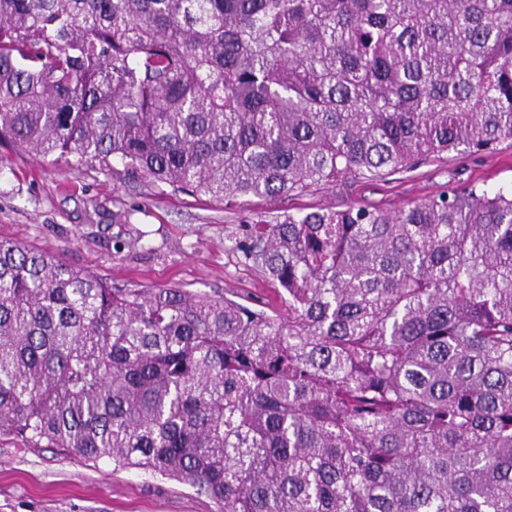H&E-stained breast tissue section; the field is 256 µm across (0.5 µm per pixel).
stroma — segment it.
Listing matches in <instances>:
<instances>
[{"mask_svg":"<svg viewBox=\"0 0 512 512\" xmlns=\"http://www.w3.org/2000/svg\"><path fill=\"white\" fill-rule=\"evenodd\" d=\"M512 186V142L490 154L423 161L378 180H345L228 207L113 170L75 171L0 145V239L53 253L130 288L179 287L278 306L273 286L229 239L240 225L351 204L394 210L448 185ZM0 512H219L189 482L26 447L0 435Z\"/></svg>","mask_w":512,"mask_h":512,"instance_id":"1","label":"stroma"}]
</instances>
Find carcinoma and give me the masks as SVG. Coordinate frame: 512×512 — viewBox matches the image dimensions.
I'll return each mask as SVG.
<instances>
[{"label":"carcinoma","mask_w":512,"mask_h":512,"mask_svg":"<svg viewBox=\"0 0 512 512\" xmlns=\"http://www.w3.org/2000/svg\"><path fill=\"white\" fill-rule=\"evenodd\" d=\"M512 139V0H0V142L235 204ZM285 312L0 240V434L221 512H512V188L229 239Z\"/></svg>","instance_id":"carcinoma-1"}]
</instances>
